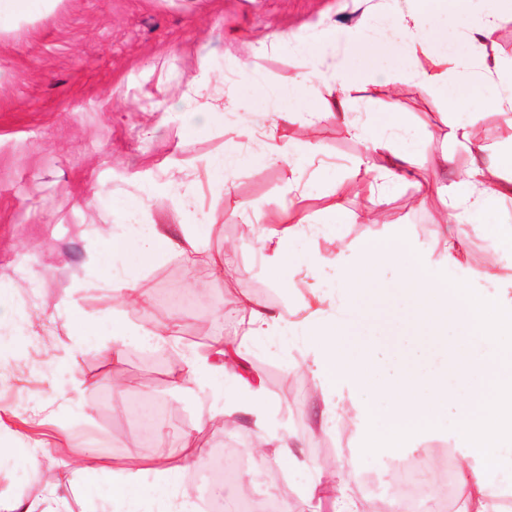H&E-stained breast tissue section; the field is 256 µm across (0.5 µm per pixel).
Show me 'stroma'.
<instances>
[{
    "mask_svg": "<svg viewBox=\"0 0 512 512\" xmlns=\"http://www.w3.org/2000/svg\"><path fill=\"white\" fill-rule=\"evenodd\" d=\"M391 6L392 0H56L49 11L0 28V69L11 76L0 88V299L17 313L0 324V357L9 363L0 408L25 417L30 404L46 402L29 429L48 449L42 467L93 457L119 474L159 455L160 447L143 446L128 423V400L138 393H154L172 405L166 428L174 438L209 416L210 392L172 385L173 370L199 348L181 337L165 351L169 364L163 368L143 366V347L130 341L123 365L127 388L112 392L113 299L98 258L106 232L135 199L149 201L141 222L183 228L197 247L187 256L160 254L147 265L128 259V279L154 298L177 288L205 289L212 332L227 339L240 333L246 296L275 312L297 309L306 318L302 304L311 301L313 289L327 288L336 263L354 262L358 245L368 239L401 230L438 257V203H420L405 183L373 204L377 173L362 163L364 139L335 119L310 116V108L330 100V86L311 90L310 108L292 102L304 53L324 30L354 26ZM278 29L291 37L270 46L267 36ZM248 61L257 62V75H244ZM351 66L357 77L353 106L364 109L370 135L384 132V105L395 97L401 119L425 133L415 146L420 175L441 166L451 181L469 167L471 155L453 136L455 121H468L469 113L449 115L439 98L409 79H379L371 63L355 60ZM229 88L236 89L242 108H225L222 92ZM188 93L195 104L223 109L222 122L187 135L184 113L158 111L159 102ZM274 110L282 114L278 142L307 140L318 146L317 156L295 167L262 159L266 115ZM235 153L253 160L235 171L228 199L209 176L216 161ZM178 193L191 196L193 206L179 210ZM292 200L325 226L295 244L299 269L290 277L259 253L257 228L273 224ZM240 201L258 204V212L242 214ZM334 202L344 213L335 223L327 211ZM371 204L378 221L357 220ZM505 223L512 224V207L492 205L481 229L471 232L455 277L504 267L508 256L493 239ZM221 251L231 275L208 276L209 258ZM314 256L320 259L315 267ZM64 300L95 323L96 335L77 351L74 368L56 370L47 352L71 343L78 328L63 312ZM312 358L296 330L278 345L264 336L247 344L244 373L261 382L266 434L288 439L294 453L293 461L270 462L262 475L243 472L239 484L250 496L275 493L302 501L315 478L310 462L344 457L348 463L336 478L359 512H386L388 498L402 494L395 478L406 462L445 452L458 456L448 435L418 450L379 454L360 452L356 428L322 432L324 392L307 369ZM42 494L37 477L26 471L22 445H15L12 456L0 460V499Z\"/></svg>",
    "mask_w": 512,
    "mask_h": 512,
    "instance_id": "35a3bbf8",
    "label": "stroma"
}]
</instances>
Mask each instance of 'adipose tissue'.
I'll return each mask as SVG.
<instances>
[{
	"mask_svg": "<svg viewBox=\"0 0 512 512\" xmlns=\"http://www.w3.org/2000/svg\"><path fill=\"white\" fill-rule=\"evenodd\" d=\"M399 2L392 20L377 23L389 47L379 76L389 80L403 72L424 92L443 93L452 112L466 104L476 113L512 112V60L485 52L499 22L512 18V0H501L500 7L487 11L481 20L474 17L476 0ZM375 53V40L366 25L350 27L341 35L332 28L325 30L321 42L305 51L307 60L296 80L294 99L298 105H307L314 81L335 83L336 119L354 136L368 138L371 157L381 160L378 199H385L391 188L409 178L420 202L447 199L440 216L442 249L434 261L400 233L365 241L356 262L338 274L335 313L305 321L304 340L317 353L310 372L326 393L320 427L327 431L339 423L356 424L362 432L363 451L383 454L417 450L430 437L452 434L469 472L460 512H500L501 499L512 494V304L477 287L479 281L498 279V271H475L467 281L451 277L450 272L460 266L469 234L481 227L485 208L512 201V148L473 161L449 188L434 175L413 178L412 155L404 146L419 140L421 133L400 120L398 101L387 106L391 122L380 139H369L359 116L348 110L355 81L348 62L369 59ZM422 55L429 59V66L419 65ZM310 221L309 215L285 209L278 226L260 230L261 251L282 268L293 269L289 245L304 235ZM193 247L186 235L170 225L127 224L101 255L116 301L110 332L114 391L124 387L125 347L134 334L123 310L150 303L126 278L122 256L132 254L147 263L159 253L185 254ZM387 270L393 271L396 290L409 311L404 321L379 323L375 340L360 342L356 353H348L346 343L353 330L368 322L359 301L368 294L387 296L383 287ZM240 305L246 336L285 332L294 326L291 311L273 312L250 298L242 299ZM244 346V339L217 338L206 350L185 359L172 374L174 387L184 391L209 387L221 397V405L182 441L114 477L109 493L87 512H198L181 489L182 479L207 463L197 434L225 416H251L256 440L252 453L259 461L267 460L271 446L278 460L292 458L288 441L273 444L264 435L262 390L241 371ZM340 387L351 393L355 415H347L336 402ZM311 468L318 481L307 488L302 503H282L281 512H308L321 495L333 498L336 512H358L355 501L336 482L339 463L315 462ZM103 472L98 464L65 462L42 474L45 499L17 498L0 506V512H44L46 498L62 489L93 490ZM148 475L154 479L150 494L142 489Z\"/></svg>",
	"mask_w": 512,
	"mask_h": 512,
	"instance_id": "ef3b65f1",
	"label": "adipose tissue"
}]
</instances>
